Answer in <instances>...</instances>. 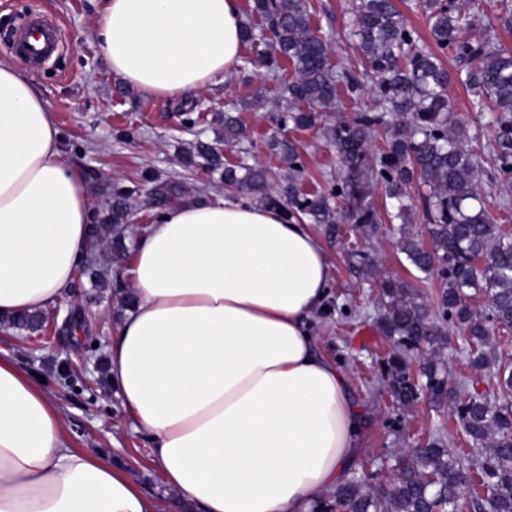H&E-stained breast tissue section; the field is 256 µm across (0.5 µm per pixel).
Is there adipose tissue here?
I'll return each mask as SVG.
<instances>
[{"instance_id": "obj_1", "label": "adipose tissue", "mask_w": 512, "mask_h": 512, "mask_svg": "<svg viewBox=\"0 0 512 512\" xmlns=\"http://www.w3.org/2000/svg\"><path fill=\"white\" fill-rule=\"evenodd\" d=\"M239 0H101L95 34L144 95L177 99L238 64ZM33 78L0 60V320L70 288L91 201ZM110 371L165 485L198 512H310L365 451L348 375L312 317L331 264L282 209L214 197L167 208L127 271ZM123 469L73 448L42 386L0 356V512H158Z\"/></svg>"}]
</instances>
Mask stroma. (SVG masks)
I'll list each match as a JSON object with an SVG mask.
<instances>
[{
	"label": "stroma",
	"instance_id": "stroma-1",
	"mask_svg": "<svg viewBox=\"0 0 512 512\" xmlns=\"http://www.w3.org/2000/svg\"><path fill=\"white\" fill-rule=\"evenodd\" d=\"M309 3L313 30L330 37L334 52L354 56V41L349 36L352 0ZM97 10L96 0H0V58L16 54L10 29L14 20L39 17L61 27L63 52L45 66H31L30 71L54 114L62 154L82 173L92 209L107 211L113 186L133 182L141 186L132 200L122 256H115L106 245L87 253L102 268L106 287L95 288L88 279H75L67 293L43 311V335L0 324V349L24 373L44 377L73 447L122 466L146 495L159 502L162 512H194L193 506L176 500L163 484L148 439L132 431L110 378L107 347L122 311L120 298L129 287L125 270L136 238L133 227L153 223L162 211L148 195L146 176L183 184L189 201L223 196L221 173L185 169L179 154L191 141L210 142L223 136L224 128L215 122V114L241 101L249 104L241 113L251 140L249 153L243 156L237 147H227L225 163L235 165L244 159L286 175L287 164L265 146L274 128L280 80L236 67L206 89L187 93V100L198 101L200 119L193 129H186L185 114L175 101L123 88L112 74L92 36ZM285 135L306 165L300 191L325 189L324 173L339 166L334 148L315 128H290ZM313 230L327 249L333 277L325 306L314 317V332L321 353L349 373L353 398L366 416V450L355 461L354 470L366 472L375 483L391 481L396 475L395 455L417 446L439 428L444 429L449 448L468 450L465 435L447 409H435L423 401L411 412L400 413L378 383L381 369L377 361L388 351L387 341L374 324L379 280L407 281L431 303L439 293L438 281L419 282L417 271L396 247L389 221H382L378 236L364 244L377 260L373 281L345 262L346 250L357 242L349 225H338L332 234L322 224Z\"/></svg>",
	"mask_w": 512,
	"mask_h": 512
}]
</instances>
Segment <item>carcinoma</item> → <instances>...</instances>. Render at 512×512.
<instances>
[{
  "label": "carcinoma",
  "instance_id": "carcinoma-1",
  "mask_svg": "<svg viewBox=\"0 0 512 512\" xmlns=\"http://www.w3.org/2000/svg\"><path fill=\"white\" fill-rule=\"evenodd\" d=\"M425 13L431 45L405 22L395 0H360L350 26L357 60H329V38L310 25L308 0H251L250 13L262 27L243 22V43L259 40L265 48L245 63L276 77L281 62L290 61L295 78L283 86L277 124L309 129L322 113L338 109V93L368 89L373 105L347 119L323 126L325 139L335 148L340 168L326 175L322 192L300 194L295 185L306 167L292 141L272 133L267 148L288 163V179L274 183L266 168L224 165L217 146L246 137L241 107L215 116L224 124V138L196 140L181 163L205 172L222 171L224 186L257 203L282 208L288 217L302 214L315 224L344 220L364 239L380 231L381 217L367 202L375 185L398 202L395 217L398 247L414 268L440 283L434 305L419 300L409 283L379 281L380 311L376 329L392 349L382 369L381 385L396 408L405 412L422 398L448 406L473 443L470 465L486 482L490 498L466 496L464 470L442 435L409 449L395 459V478L379 486L350 473L333 493L340 512H512V371L494 367L486 348L491 344L487 323L512 327V236L488 210L482 177L502 198L512 193V52L501 47L489 31L476 29V14L465 12L457 0H418ZM459 65V79L473 105L495 114L489 137L493 143V171L484 170L469 145L466 128L451 116L448 69L443 57ZM386 132L385 147L373 154L371 139ZM426 189L421 195L428 224L423 230L429 246H422L409 224L411 207L404 203L407 186ZM137 189L117 187L112 207L95 214L90 239L111 240L123 247L124 224ZM185 193L168 180L151 188L157 201ZM349 265L374 277L377 266L366 251H346ZM489 294L491 310H471L468 291ZM465 334L470 366L480 378L448 377L442 351L451 329ZM428 357L419 367L424 383L413 373V353Z\"/></svg>",
  "mask_w": 512,
  "mask_h": 512
}]
</instances>
